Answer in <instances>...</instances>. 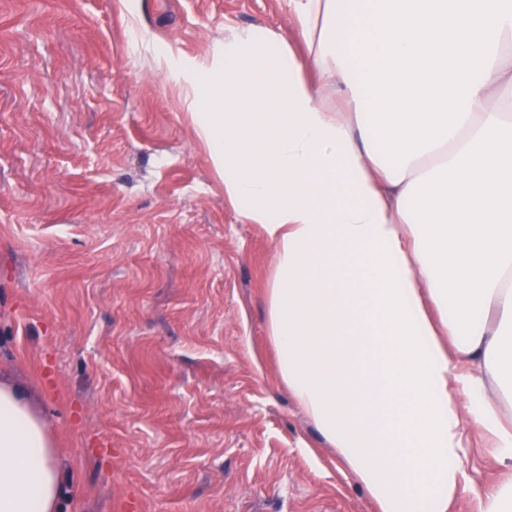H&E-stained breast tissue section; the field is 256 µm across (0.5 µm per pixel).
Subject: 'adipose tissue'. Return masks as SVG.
I'll use <instances>...</instances> for the list:
<instances>
[{"label": "adipose tissue", "mask_w": 512, "mask_h": 512, "mask_svg": "<svg viewBox=\"0 0 512 512\" xmlns=\"http://www.w3.org/2000/svg\"><path fill=\"white\" fill-rule=\"evenodd\" d=\"M224 30L191 118L275 244L280 376L376 512H512V0H288ZM489 439L498 481L459 465ZM48 424L0 382V512H59Z\"/></svg>", "instance_id": "obj_1"}]
</instances>
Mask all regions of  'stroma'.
I'll use <instances>...</instances> for the list:
<instances>
[{
  "mask_svg": "<svg viewBox=\"0 0 512 512\" xmlns=\"http://www.w3.org/2000/svg\"><path fill=\"white\" fill-rule=\"evenodd\" d=\"M134 2L0 0V377L50 420L60 512H374L280 377L274 245L189 117L225 25L291 36L288 0Z\"/></svg>",
  "mask_w": 512,
  "mask_h": 512,
  "instance_id": "35a3bbf8",
  "label": "stroma"
}]
</instances>
